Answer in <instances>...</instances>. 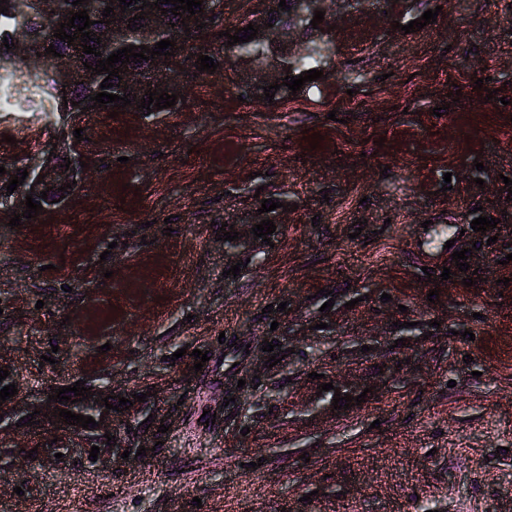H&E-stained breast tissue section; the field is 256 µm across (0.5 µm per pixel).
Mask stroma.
<instances>
[{"label":"stroma","mask_w":512,"mask_h":512,"mask_svg":"<svg viewBox=\"0 0 512 512\" xmlns=\"http://www.w3.org/2000/svg\"><path fill=\"white\" fill-rule=\"evenodd\" d=\"M267 8L224 0L194 49ZM324 73L272 106L239 101L227 66L168 112H0L9 170L55 144L58 165L88 161L60 205L0 223V356L20 404L79 380L146 396L96 430L94 462L57 454L50 426L12 427L0 512H512V0H368L337 15ZM266 199L298 206L267 243L252 233ZM476 206L500 228L472 230ZM224 223L237 240H217ZM456 249L479 283L423 277ZM267 341L289 351L272 367ZM338 393L365 400L338 410Z\"/></svg>","instance_id":"obj_1"}]
</instances>
